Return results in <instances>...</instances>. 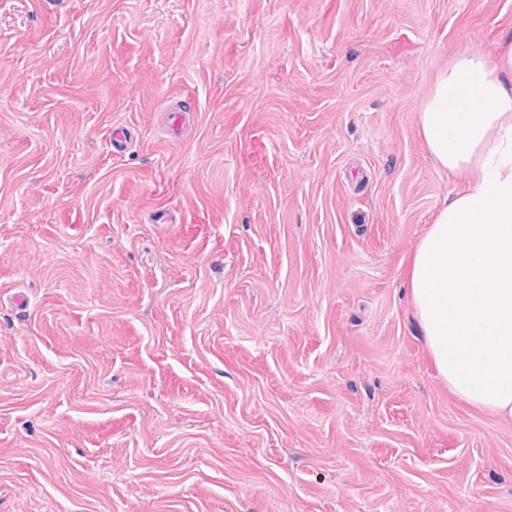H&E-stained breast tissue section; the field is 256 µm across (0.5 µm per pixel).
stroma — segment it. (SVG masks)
Instances as JSON below:
<instances>
[{
	"instance_id": "35a3bbf8",
	"label": "stroma",
	"mask_w": 512,
	"mask_h": 512,
	"mask_svg": "<svg viewBox=\"0 0 512 512\" xmlns=\"http://www.w3.org/2000/svg\"><path fill=\"white\" fill-rule=\"evenodd\" d=\"M511 33L512 0H0V512H512V421L405 287L456 186L419 104Z\"/></svg>"
}]
</instances>
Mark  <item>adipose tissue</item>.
<instances>
[{
    "mask_svg": "<svg viewBox=\"0 0 512 512\" xmlns=\"http://www.w3.org/2000/svg\"><path fill=\"white\" fill-rule=\"evenodd\" d=\"M417 122L462 180L411 256L417 325L452 394L512 420V35L449 59Z\"/></svg>",
    "mask_w": 512,
    "mask_h": 512,
    "instance_id": "1",
    "label": "adipose tissue"
}]
</instances>
